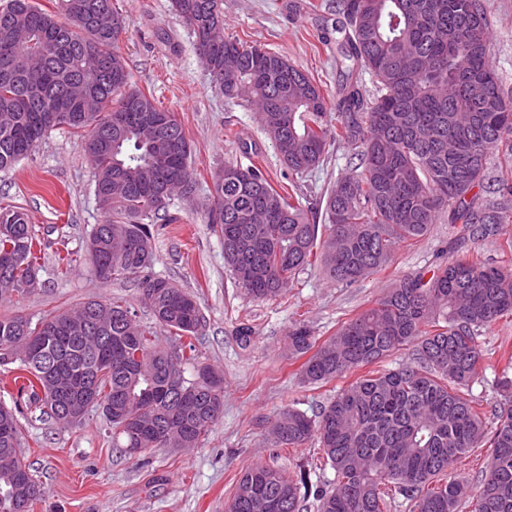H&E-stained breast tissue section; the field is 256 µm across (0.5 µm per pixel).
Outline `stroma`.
Here are the masks:
<instances>
[{"label":"stroma","mask_w":512,"mask_h":512,"mask_svg":"<svg viewBox=\"0 0 512 512\" xmlns=\"http://www.w3.org/2000/svg\"><path fill=\"white\" fill-rule=\"evenodd\" d=\"M127 21L118 47L130 84L174 112L191 145L195 187L175 196L165 219L155 222V274L193 293L204 324L196 343L198 360L224 376V413L197 447L153 448L131 457L112 444L100 409L82 424L64 427L40 409L19 416L20 451L43 482L46 495L33 512H224L237 480L249 466L273 464L295 471L310 464V481L325 486L335 473L317 442L300 449L269 444L266 426L286 406L315 415L347 381L302 383L300 361L287 359L284 341L293 323L308 324L325 341L347 321L370 308L402 275L430 271L455 257L458 225L439 220L430 233L398 247L393 262L352 286L326 277L320 260L301 271L276 300L252 299L224 268V245L206 222L212 173L225 162L256 166L281 193L324 221L325 198L338 178L353 172L354 147L330 145L319 168L289 176L251 108L225 101L202 66L194 38L169 9V0H113ZM490 38L488 54L503 88L512 95V0H482ZM336 21V0H224V34L278 52L320 86L329 104L341 97L340 63L324 32ZM248 143L253 153L245 154ZM0 206L24 209L42 240L41 292L0 299V313L20 312L39 320L61 305L95 298H120L151 325L152 315L131 279L103 281L88 264L60 274L58 257L79 251L93 225L105 216L94 195L92 169L77 136L68 129L48 133L28 157L0 172ZM248 330L249 341L239 333ZM484 359L464 397L491 411L504 398L497 387L512 374V314L481 329Z\"/></svg>","instance_id":"35a3bbf8"}]
</instances>
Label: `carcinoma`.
I'll return each mask as SVG.
<instances>
[{"instance_id": "cac0c4a2", "label": "carcinoma", "mask_w": 512, "mask_h": 512, "mask_svg": "<svg viewBox=\"0 0 512 512\" xmlns=\"http://www.w3.org/2000/svg\"><path fill=\"white\" fill-rule=\"evenodd\" d=\"M349 33L341 47L352 66L368 73L376 97L347 82L336 123L319 86L281 54L262 45L215 35L224 29L223 0H171L195 37L212 83L232 104L254 108L263 131L278 135L279 160L304 175L319 167L327 146L358 149L354 172L336 181L319 226L292 197L277 191L256 168L224 163L212 178L208 223L224 240V264L235 283L258 300L285 294L314 251L326 275L345 285L385 269L398 246L425 237L441 217L476 241L503 234L512 186L502 200L473 191L489 180L495 152L512 156V97L505 94L487 55L488 25L480 0H339ZM66 21L34 0H9L0 9V58L32 56L27 72L0 69V171L27 157L53 129L85 132L81 145L94 174V194L106 223L92 228L83 252L66 253L70 270L89 261L97 278H134L156 326L170 333L162 345L151 326L136 320L126 301L90 299L58 308L34 325L15 312L0 314V366L18 364L19 391L61 425L82 423L85 396L95 394L112 443L129 455L150 448H193L224 408V378L195 367L193 345L182 342L203 325L196 297L152 273V225L144 220L174 194L195 184L191 147L175 114L169 143L147 138L135 98L154 99L129 86L117 50L126 18L112 0H60ZM107 10L112 25L93 17ZM84 81L99 111L76 121L77 107L61 92ZM456 152L448 154V136ZM182 170L171 186V164ZM324 232H319V229ZM39 231L20 207H0V298L41 290L35 248ZM512 314V272L486 259L459 257L425 272L401 276L373 307L345 323L329 340L303 323L286 336L292 358L306 357L299 374L310 385L332 381L412 347L409 362L370 371L341 388L310 417L290 406L271 422L277 448L316 440L335 472L332 484L310 495L305 467L271 465L244 471L224 512H390L389 495L410 512H512V406L487 421L460 395L476 380L484 353L476 332ZM19 406L0 404V512H31L45 494L20 452ZM493 455L476 494L448 470L474 448Z\"/></svg>"}]
</instances>
